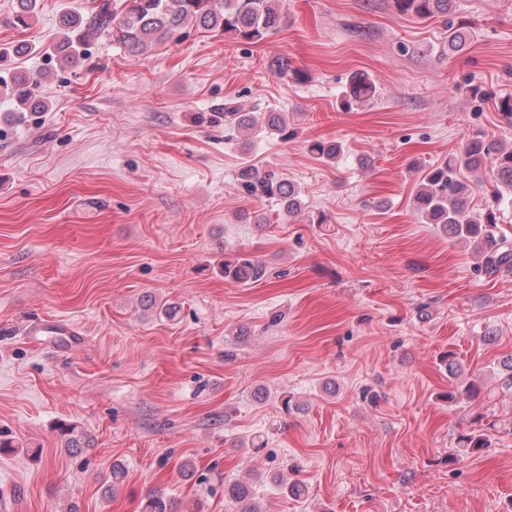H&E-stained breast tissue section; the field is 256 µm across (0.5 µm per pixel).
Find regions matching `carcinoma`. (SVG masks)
<instances>
[{
  "instance_id": "1",
  "label": "carcinoma",
  "mask_w": 512,
  "mask_h": 512,
  "mask_svg": "<svg viewBox=\"0 0 512 512\" xmlns=\"http://www.w3.org/2000/svg\"><path fill=\"white\" fill-rule=\"evenodd\" d=\"M451 0H395L402 12H412L422 18L448 17ZM37 0H16L14 23L25 26L36 13ZM283 0H124L121 17L112 11L111 0H99L87 16L64 12L61 25L62 40L54 52L75 63L82 54L81 46L91 37H106L133 54L169 41L179 42L187 37L189 28L220 31L238 40L257 42L277 30L283 23ZM7 92L29 108L40 106L37 81L16 74L11 80H0V93ZM376 84L364 73L351 76L340 105L352 106L372 99ZM212 121L227 129H251L259 123L278 133L287 129L286 118L268 112L263 118L244 112L230 103L213 112ZM318 159L333 163L340 156L342 145L332 139H320L308 146ZM497 181L494 198L498 201L512 194V143L488 140L473 135L465 140L459 152L437 165L422 169L419 188L414 197L415 214L428 224H437L443 231L467 243L474 244L481 260L480 269L492 275L512 271V243L496 234L493 210L481 218L470 209L468 177L481 172L485 166ZM245 193L257 198H273L290 216L302 212L301 191L293 183L273 171H255L249 167L242 173ZM267 267L249 255H239L224 261V277L237 282H257L265 278ZM60 437L66 453L82 454L93 447V440L75 424H65ZM226 494L238 506V512H258L253 504L249 486L234 482L224 486ZM141 512H177L174 502L164 492H148L141 501Z\"/></svg>"
}]
</instances>
